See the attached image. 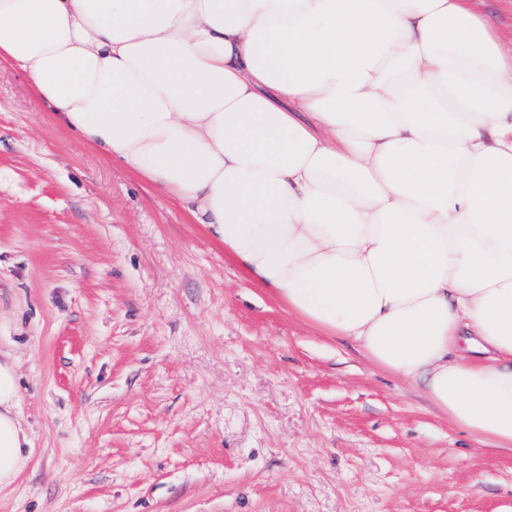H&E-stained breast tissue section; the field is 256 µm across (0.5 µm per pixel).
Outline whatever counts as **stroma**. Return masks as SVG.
Segmentation results:
<instances>
[{"mask_svg":"<svg viewBox=\"0 0 512 512\" xmlns=\"http://www.w3.org/2000/svg\"><path fill=\"white\" fill-rule=\"evenodd\" d=\"M0 512H512V451L288 313L0 65ZM17 394L15 370L0 362V489L10 486L27 462L23 446L30 441L17 414L11 411Z\"/></svg>","mask_w":512,"mask_h":512,"instance_id":"stroma-1","label":"stroma"}]
</instances>
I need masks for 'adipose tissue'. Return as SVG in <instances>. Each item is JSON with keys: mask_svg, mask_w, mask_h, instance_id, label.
<instances>
[{"mask_svg": "<svg viewBox=\"0 0 512 512\" xmlns=\"http://www.w3.org/2000/svg\"><path fill=\"white\" fill-rule=\"evenodd\" d=\"M303 322L512 449V51L471 0H0V63ZM0 362V488L29 439Z\"/></svg>", "mask_w": 512, "mask_h": 512, "instance_id": "1", "label": "adipose tissue"}]
</instances>
